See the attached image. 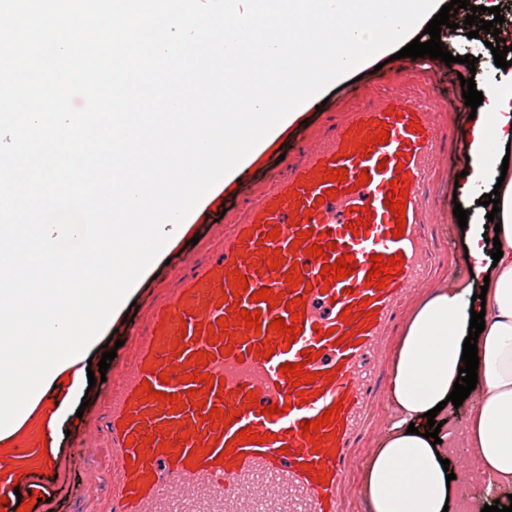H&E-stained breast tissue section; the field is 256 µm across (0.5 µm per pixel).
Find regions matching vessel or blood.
Instances as JSON below:
<instances>
[{
  "label": "vessel or blood",
  "instance_id": "b4317fda",
  "mask_svg": "<svg viewBox=\"0 0 512 512\" xmlns=\"http://www.w3.org/2000/svg\"><path fill=\"white\" fill-rule=\"evenodd\" d=\"M435 67L427 57L408 60L401 78L365 90L363 104L337 107L332 124L289 158L287 174L247 198L210 258L175 275L148 324L131 330L106 423L115 475L110 512H344L358 492L350 474L384 380L392 331L439 263L429 234L436 221L432 193L462 132L445 118L448 97L437 91ZM380 128L389 133L387 143L366 144ZM338 167L346 169L345 181L328 182ZM402 178L409 185L406 226L397 238L384 201L392 180ZM363 218L368 227L350 231ZM303 232L310 243L328 246L327 255L294 248ZM273 251L282 258L274 270L267 266ZM346 254L355 262L352 275L327 281L323 265ZM375 255L405 259L382 289L366 284ZM295 265L306 283L291 291L286 278ZM240 274L248 282L243 291L232 284ZM263 288L282 294L283 305L251 300ZM296 298L305 310L295 316L285 304ZM244 310L260 311L261 329L239 323ZM348 310L356 312L354 321L341 320ZM222 317L227 326H218ZM276 317L296 318L300 332L292 343L271 330ZM265 342L275 348L267 358L258 351ZM307 350L315 360L305 361ZM199 351L210 353L207 365L197 361ZM286 363L314 374L307 397L287 381ZM198 369L215 378L201 398L190 379ZM146 381L159 399L142 392ZM171 394L183 398V407L168 402ZM336 403L337 419L315 439L303 436L302 421ZM273 404L277 413L265 416ZM213 406L236 410V421L213 424ZM247 427L257 440L236 442Z\"/></svg>",
  "mask_w": 512,
  "mask_h": 512
}]
</instances>
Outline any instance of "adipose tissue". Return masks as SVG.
<instances>
[{
    "label": "adipose tissue",
    "instance_id": "obj_1",
    "mask_svg": "<svg viewBox=\"0 0 512 512\" xmlns=\"http://www.w3.org/2000/svg\"><path fill=\"white\" fill-rule=\"evenodd\" d=\"M500 93L485 90L467 131L468 162L459 191L481 193L487 180L501 181L500 230L477 225L465 238L471 278L424 297L400 340L389 392L395 413L376 452L364 469L361 491L371 512H442L453 498L441 465L452 448H467L485 496L512 488V175L500 167L506 146L512 145V76ZM503 256L492 260L494 247ZM485 293V329L479 335L478 379L468 401L471 411L464 429H441L432 445L426 413L438 420L447 411L437 405L451 393L462 365L472 297ZM415 434H408V426Z\"/></svg>",
    "mask_w": 512,
    "mask_h": 512
}]
</instances>
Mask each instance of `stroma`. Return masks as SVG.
Here are the masks:
<instances>
[{
  "label": "stroma",
  "instance_id": "obj_1",
  "mask_svg": "<svg viewBox=\"0 0 512 512\" xmlns=\"http://www.w3.org/2000/svg\"><path fill=\"white\" fill-rule=\"evenodd\" d=\"M330 119L326 112H306L302 121L296 122L273 143L263 149L233 181L228 190L220 192L218 200L209 203L194 219L189 234L177 237L161 254L150 271L132 289L128 301L134 302L132 312H117L111 326L101 333L103 339H125L131 326L143 324L154 305L167 293L172 264L182 257L204 258L208 251L219 244L222 235L221 217H234L244 205L246 197L268 182L283 176L285 155L291 154L298 141L323 130ZM460 162H453L446 175L438 180V222L431 227V236L442 248L444 259L437 269L432 284L447 285L448 271L465 268L464 233L453 218V191L459 177ZM90 403L82 415H69L64 427L68 434L62 437L53 455L54 465H46L37 438L48 418L45 410H37L23 426L5 441L0 442V452L17 453L14 473L22 503L29 512H107V491L111 478V464L107 456L104 420L112 403L111 382H96L88 393ZM95 449V456H86V449ZM39 495V502H32V495Z\"/></svg>",
  "mask_w": 512,
  "mask_h": 512
}]
</instances>
